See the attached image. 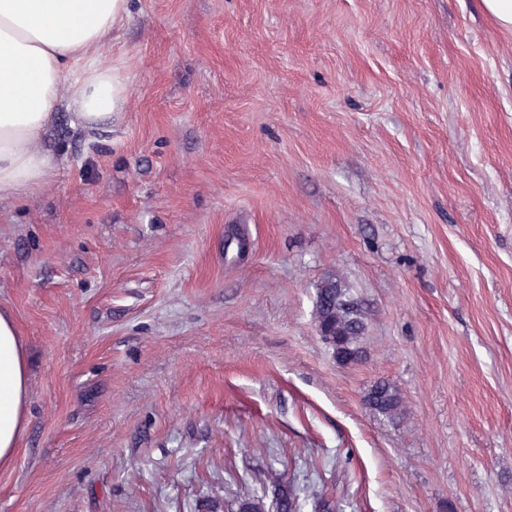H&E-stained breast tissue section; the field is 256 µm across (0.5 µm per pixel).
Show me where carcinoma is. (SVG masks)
Returning <instances> with one entry per match:
<instances>
[{"label": "carcinoma", "mask_w": 512, "mask_h": 512, "mask_svg": "<svg viewBox=\"0 0 512 512\" xmlns=\"http://www.w3.org/2000/svg\"><path fill=\"white\" fill-rule=\"evenodd\" d=\"M314 323L338 362L351 364L365 358L368 313L342 275L329 273L316 286ZM364 406L371 414L393 421L402 412L403 399L393 383L382 379L367 391ZM237 485L233 503L226 506L210 499L204 505V512H224L226 507L230 512H300V495L290 484L279 487L269 503L265 502L264 488L250 485L245 477H238Z\"/></svg>", "instance_id": "cac0c4a2"}]
</instances>
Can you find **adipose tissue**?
Here are the masks:
<instances>
[{"label": "adipose tissue", "mask_w": 512, "mask_h": 512, "mask_svg": "<svg viewBox=\"0 0 512 512\" xmlns=\"http://www.w3.org/2000/svg\"><path fill=\"white\" fill-rule=\"evenodd\" d=\"M129 15V0H0V199L33 192L55 176L37 147L58 102L88 131L124 111L129 95L103 46ZM29 360L9 313L0 311V465L25 431Z\"/></svg>", "instance_id": "ef3b65f1"}]
</instances>
